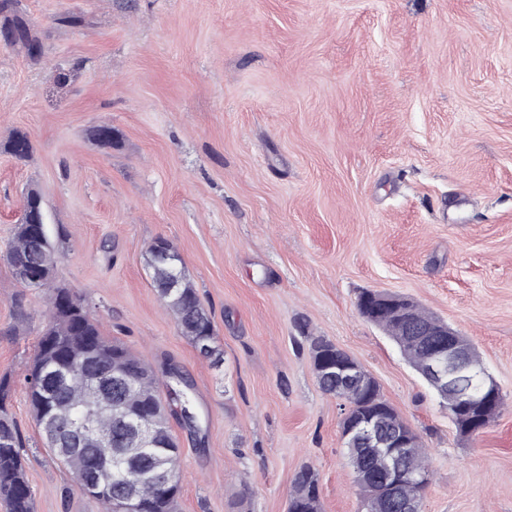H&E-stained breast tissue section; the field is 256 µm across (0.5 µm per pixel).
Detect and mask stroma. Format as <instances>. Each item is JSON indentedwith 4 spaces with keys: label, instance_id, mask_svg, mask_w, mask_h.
<instances>
[{
    "label": "stroma",
    "instance_id": "obj_1",
    "mask_svg": "<svg viewBox=\"0 0 512 512\" xmlns=\"http://www.w3.org/2000/svg\"><path fill=\"white\" fill-rule=\"evenodd\" d=\"M39 62L0 46V249L29 189L56 280L108 339L189 374L178 512H287L305 464L322 512H359L338 399L299 329L355 358L419 434L424 512H512V0H22ZM80 16L76 27L62 16ZM112 125L104 147L89 130ZM30 159L4 149L16 132ZM168 239L220 363L179 334L147 249ZM111 252H104L103 244ZM0 260V375L30 445L34 512H99L40 445L24 380L43 295ZM407 296L475 346L504 397L460 435L358 296Z\"/></svg>",
    "mask_w": 512,
    "mask_h": 512
}]
</instances>
